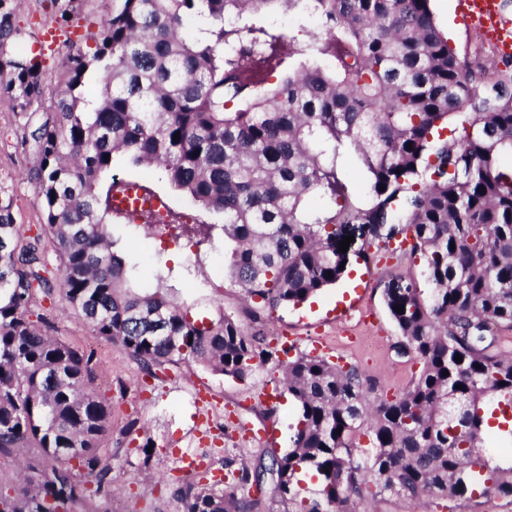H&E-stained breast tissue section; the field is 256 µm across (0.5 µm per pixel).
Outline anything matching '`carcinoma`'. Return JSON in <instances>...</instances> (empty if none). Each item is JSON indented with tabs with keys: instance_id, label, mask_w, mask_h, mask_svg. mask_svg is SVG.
<instances>
[{
	"instance_id": "obj_1",
	"label": "carcinoma",
	"mask_w": 512,
	"mask_h": 512,
	"mask_svg": "<svg viewBox=\"0 0 512 512\" xmlns=\"http://www.w3.org/2000/svg\"><path fill=\"white\" fill-rule=\"evenodd\" d=\"M303 2L318 17L304 46L244 23ZM429 2L112 0L95 49L68 55L53 112L30 133L64 299L98 336L149 376L181 363L239 380L270 361L285 367L300 416L292 449L271 455L268 473L296 512H321L327 499L338 512L379 498L471 501L489 485L512 499V458L469 447L477 434L512 441V356L496 350L499 331H512V173L500 170L512 156V60L474 83ZM14 3L0 0V95L23 117L43 71L13 50L23 37ZM196 16L206 22L190 33ZM306 51L330 57L333 70L300 64L274 87L251 70L260 59L277 71ZM118 154L224 215L209 225L224 231V266L270 310L338 282L352 255L374 259L363 245L339 251L347 228H369L370 245L410 238L429 291L409 278L385 303L396 353L416 357L419 376L389 399L355 366L291 357L230 314L199 320L161 289L134 287L99 192ZM351 159L362 193L347 178ZM11 207L0 198V453L38 448L56 465L12 494L0 489V512H50L112 492L97 454L109 415L92 355L26 317L33 287L53 285L36 248L18 249ZM301 470L318 478L302 499ZM179 493L183 512H230L233 501L198 482Z\"/></svg>"
}]
</instances>
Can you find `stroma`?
I'll return each mask as SVG.
<instances>
[{
  "label": "stroma",
  "mask_w": 512,
  "mask_h": 512,
  "mask_svg": "<svg viewBox=\"0 0 512 512\" xmlns=\"http://www.w3.org/2000/svg\"><path fill=\"white\" fill-rule=\"evenodd\" d=\"M456 0H430V8L458 58L474 73L484 64L477 53L473 30L455 9ZM109 0H84L80 11L67 25H60L53 0H18L17 25L26 33L18 51L40 54L43 63V94L36 119L49 112L66 79V57L76 49H91ZM59 29L57 44L42 42L40 30ZM23 122L13 113L8 98H0V196L11 199L14 222L20 229V242L36 246L48 277H56L59 256L50 236L43 229V216L33 183L27 176L34 172L39 156L33 146H22ZM138 180L165 196L171 223L183 216L193 219L185 235L203 239L208 225L222 223L220 214L199 206L175 190L160 174L132 166L123 157H115L110 173L102 177V188L114 179ZM112 236L117 249L145 276L160 272L171 300L189 306L192 311L214 317L219 311L233 313L251 332L263 330L274 322L275 333L296 344L300 353H308L309 339L316 336L331 349L335 358L358 367L369 382L378 384L387 396L402 393L420 370L414 356L396 355L394 346L400 333L385 306L384 295L404 277H420L422 262L414 256L392 259L386 264H353L348 276L325 288L308 301L252 313L239 288L231 286L224 275V243L216 241L201 258H194L183 243L163 247L151 243L139 248L142 228L129 225L127 219L111 217ZM360 304L359 312L341 321L340 310ZM29 318L46 335L92 354L96 389L112 414V429L100 441V454L112 466L114 478L110 497H91L76 512H182L177 495L187 478L179 473L178 457L190 453L204 457L208 466L223 470V489L234 492L243 504V512H288L271 477L261 484L240 480L241 468L262 471L271 454H284L298 422V407L282 387L283 374L275 363L259 367L247 381L219 375L198 364L167 365L155 376L143 374L139 364L119 345L99 338L80 315L69 308L60 289H35ZM364 336L381 341L377 349L361 344ZM279 385V396H264L268 385ZM210 389L214 407L209 422H202L196 403L198 389ZM138 420L140 432L127 436L123 430ZM152 440L150 462H143L138 447Z\"/></svg>",
  "instance_id": "stroma-1"
}]
</instances>
